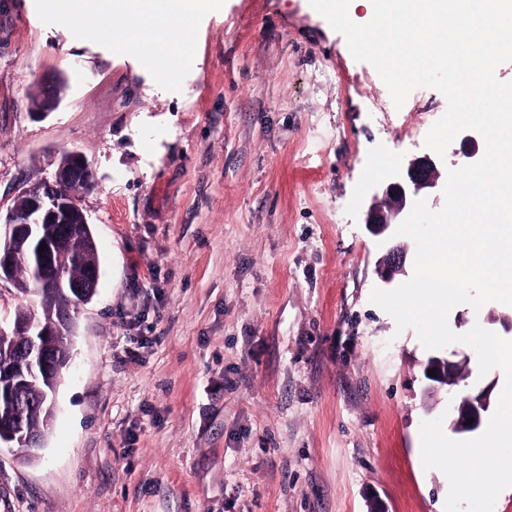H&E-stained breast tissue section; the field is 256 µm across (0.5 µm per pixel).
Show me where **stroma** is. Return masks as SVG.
<instances>
[{
  "label": "stroma",
  "mask_w": 512,
  "mask_h": 512,
  "mask_svg": "<svg viewBox=\"0 0 512 512\" xmlns=\"http://www.w3.org/2000/svg\"><path fill=\"white\" fill-rule=\"evenodd\" d=\"M67 2L0 0V210L86 157L100 280L44 448H0V512H444L421 424L479 388L497 403L500 378L371 303L387 246L364 222L386 167L427 155L444 96L393 107L309 0H224L163 76L75 39ZM53 74L69 88L41 117L28 92ZM511 316L461 304L448 325L505 337ZM434 357L471 373L436 384Z\"/></svg>",
  "instance_id": "1"
}]
</instances>
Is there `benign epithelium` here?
<instances>
[{
	"instance_id": "7a95c632",
	"label": "benign epithelium",
	"mask_w": 512,
	"mask_h": 512,
	"mask_svg": "<svg viewBox=\"0 0 512 512\" xmlns=\"http://www.w3.org/2000/svg\"><path fill=\"white\" fill-rule=\"evenodd\" d=\"M61 92L60 77L41 78L35 89L37 109L47 114L58 107ZM482 141L481 135L475 131L462 132L459 153L467 163H475L481 159ZM439 176L437 162L428 155L417 157L406 166L400 162L392 164L387 175L373 185L366 198L364 223L370 225L378 234L392 224L402 223L411 212L414 202L420 199L421 191L432 189L437 192L442 189L438 183ZM93 183L94 171L91 164L77 153L66 152L61 156L52 179L23 190V206L18 208L12 205L5 215H0V241L9 243L16 239L25 244L30 241L33 233H40L39 243L46 244V249L40 254V267L48 290L61 285V278L47 277V269L63 248L66 233L59 230L53 235L46 234L45 226L69 225L78 218L81 223H88L86 215L82 214L81 198ZM404 264L403 247L394 245L388 249L377 274L382 281L388 283L403 271ZM12 272L13 252L8 249L0 250V283L11 282ZM17 353L29 359L34 368L46 367L60 374L70 367V361L58 360L39 351L33 340L20 346ZM465 399L470 418L473 419L471 427L476 429L481 425L482 414L488 408L487 391L482 389L470 393Z\"/></svg>"
}]
</instances>
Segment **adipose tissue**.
<instances>
[{"label":"adipose tissue","instance_id":"obj_1","mask_svg":"<svg viewBox=\"0 0 512 512\" xmlns=\"http://www.w3.org/2000/svg\"><path fill=\"white\" fill-rule=\"evenodd\" d=\"M223 0H83L73 29L77 37L93 32L114 34L137 29L135 49L163 54L185 40L198 16L223 8Z\"/></svg>","mask_w":512,"mask_h":512}]
</instances>
